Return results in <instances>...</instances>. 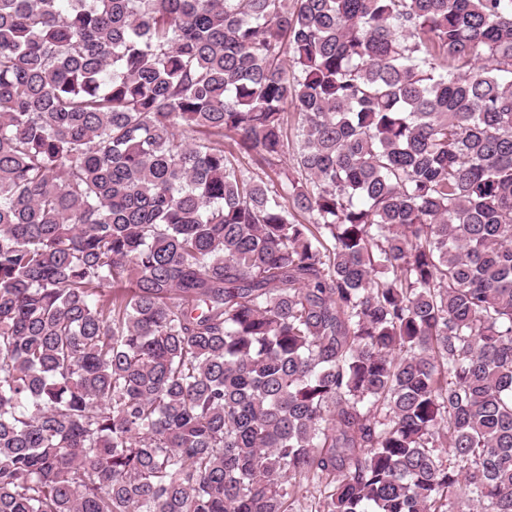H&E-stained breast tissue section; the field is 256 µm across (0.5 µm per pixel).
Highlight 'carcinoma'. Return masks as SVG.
I'll return each instance as SVG.
<instances>
[{
	"instance_id": "cac0c4a2",
	"label": "carcinoma",
	"mask_w": 512,
	"mask_h": 512,
	"mask_svg": "<svg viewBox=\"0 0 512 512\" xmlns=\"http://www.w3.org/2000/svg\"><path fill=\"white\" fill-rule=\"evenodd\" d=\"M512 512V0H0V512Z\"/></svg>"
}]
</instances>
